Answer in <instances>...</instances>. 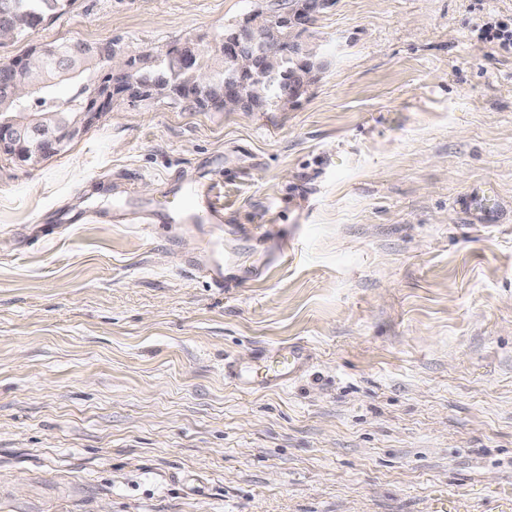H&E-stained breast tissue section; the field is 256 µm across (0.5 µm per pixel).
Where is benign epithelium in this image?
Here are the masks:
<instances>
[{
    "label": "benign epithelium",
    "mask_w": 512,
    "mask_h": 512,
    "mask_svg": "<svg viewBox=\"0 0 512 512\" xmlns=\"http://www.w3.org/2000/svg\"><path fill=\"white\" fill-rule=\"evenodd\" d=\"M333 0H301L300 6L288 9L278 23L288 27L295 38L288 43L272 38L265 28L248 16L243 22L225 32L220 42L210 47L219 51L227 61L224 67V111L253 110L255 102L250 88L262 85L273 94V101L281 109H286L302 93V90L287 87L279 81L285 56L311 59L317 48L306 36V30L316 18L328 10ZM202 48L198 40L187 39L182 43L177 58L184 68L193 66L197 51ZM98 63L108 77L107 82L89 78L75 84L76 91L86 98L79 120L84 125L92 123L97 110L112 103V92L120 91L127 99L140 96L139 89L132 84L129 75L137 68L133 57L112 45L100 44L95 48ZM44 51L33 47L21 58L11 59L0 66V86L8 92L10 100L23 106L30 100L55 101L53 90L41 82H35L20 89L9 80L15 71H26L42 61ZM164 96H179L185 102L196 106L202 102L196 83L162 91ZM68 143L64 130H50L45 126L14 124L0 119V153L7 152L21 162L34 164L40 156L61 151Z\"/></svg>",
    "instance_id": "7a95c632"
}]
</instances>
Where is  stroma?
Wrapping results in <instances>:
<instances>
[{
  "label": "stroma",
  "mask_w": 512,
  "mask_h": 512,
  "mask_svg": "<svg viewBox=\"0 0 512 512\" xmlns=\"http://www.w3.org/2000/svg\"><path fill=\"white\" fill-rule=\"evenodd\" d=\"M287 0H76L127 53ZM512 0H335L293 107L114 102L0 154V512H512ZM209 187L173 242L117 218ZM223 238L233 288L191 261ZM307 347L245 391L224 364Z\"/></svg>",
  "instance_id": "obj_1"
}]
</instances>
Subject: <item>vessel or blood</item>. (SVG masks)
<instances>
[{
  "label": "vessel or blood",
  "mask_w": 512,
  "mask_h": 512,
  "mask_svg": "<svg viewBox=\"0 0 512 512\" xmlns=\"http://www.w3.org/2000/svg\"><path fill=\"white\" fill-rule=\"evenodd\" d=\"M176 197L179 205L173 206L165 223L146 224L148 234L169 237L170 227L174 224H214L220 222L224 210L215 202L211 192L192 186H177ZM209 251L212 264L203 269L202 274L214 287H231V280L224 277V266L220 257L218 243H211ZM310 355L306 348L288 346L265 354L256 359L248 367L231 361L225 364L224 370L240 387L245 389L279 387L295 380L308 366Z\"/></svg>",
  "instance_id": "b4317fda"
}]
</instances>
